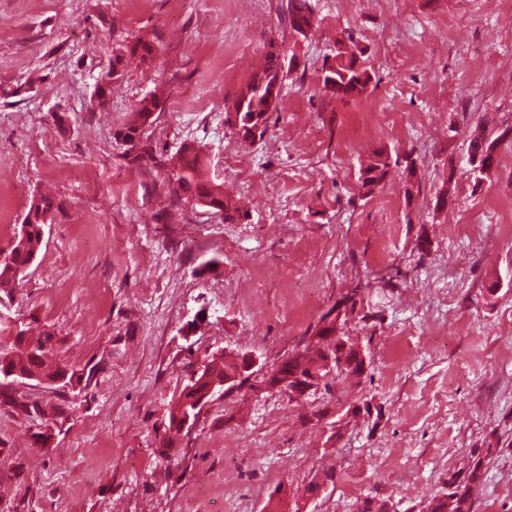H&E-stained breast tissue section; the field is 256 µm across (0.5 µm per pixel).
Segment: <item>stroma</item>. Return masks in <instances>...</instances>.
Returning a JSON list of instances; mask_svg holds the SVG:
<instances>
[{
    "mask_svg": "<svg viewBox=\"0 0 512 512\" xmlns=\"http://www.w3.org/2000/svg\"><path fill=\"white\" fill-rule=\"evenodd\" d=\"M0 0V248L31 200L56 208L14 298L52 363L101 368L47 447L0 411V501L12 512H423L484 457L474 512H512V0ZM152 64L113 52L147 32ZM366 47L367 94L322 83L336 42ZM284 72L263 136L227 122L271 45ZM147 135L203 145L239 211L165 216L157 172L114 139L155 86ZM499 139L475 187L473 137ZM388 156L365 193L359 169ZM344 331L367 364L288 400L216 393L194 426L168 410L197 364L255 354L264 370L313 344L348 293ZM313 24V14L306 4H302L300 0L288 1V25L294 35L306 38L303 27L311 29Z\"/></svg>",
    "mask_w": 512,
    "mask_h": 512,
    "instance_id": "obj_1",
    "label": "stroma"
}]
</instances>
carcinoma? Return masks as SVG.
<instances>
[{
  "label": "carcinoma",
  "instance_id": "carcinoma-1",
  "mask_svg": "<svg viewBox=\"0 0 512 512\" xmlns=\"http://www.w3.org/2000/svg\"><path fill=\"white\" fill-rule=\"evenodd\" d=\"M314 18L311 10L300 0H288V25L292 33L301 37L306 36L303 27L311 28ZM155 47L152 41L139 38L133 44L125 47V52L112 56L108 63L106 76L114 80L121 76L124 53L137 56L140 62L146 63L153 58ZM364 54L354 40L336 49L334 61L323 69L322 80L324 87H332V93L339 97L355 98L365 94L372 76L367 68L358 63L359 56ZM285 53L283 50L270 51L262 70L239 89L232 105L239 112L241 123L245 126L258 127V133L265 131L269 113L275 108V103L269 101L268 83L283 76ZM163 110L161 99L156 94L142 98L129 121L119 131L125 137L140 141L139 152L129 156L123 151L122 157L132 168L151 166L160 172L162 183L167 189L171 206L176 207L184 201L205 200L207 207L216 214L224 216V221L236 219L237 207L233 199L224 194L223 185L205 177L202 167L205 152L202 147L194 144L183 145L176 153L168 155L153 147L150 136H142L140 129L154 121V114ZM497 141L484 137H476L470 144V154L481 156L480 164L472 167L474 186L480 187L486 180L494 163ZM388 173V163L384 155L377 153L360 170L359 180L367 191L377 187ZM54 203L43 197L31 201L28 213L20 226L9 248L0 251V300L12 299L16 288L20 286L23 273L36 259L40 252L44 228L48 224L47 217L52 213ZM323 345L315 346V357L307 353L300 356L288 357V370L295 371L306 368L307 365L321 359L324 354L338 349V344L327 341L326 329L318 332ZM53 340V334L44 331L38 336L27 334L22 321H17L16 327L11 328L0 324V407L12 408L23 414L28 420H34V415H40L38 425H47L46 410L36 400H30L23 394H17L14 383L22 376L53 378L65 372L67 382L85 381L93 383L96 380L97 365H87L81 369L66 367L53 368L46 364L48 344ZM234 368L230 361H215L206 369L204 376L190 379L179 396L170 404L169 429L180 432L182 415L194 413L196 403L206 396L209 382L208 377L215 380L224 379L226 371ZM483 477V458L478 457L466 472L464 479L451 483V491L436 498L428 506V512H473L471 487Z\"/></svg>",
  "mask_w": 512,
  "mask_h": 512
}]
</instances>
